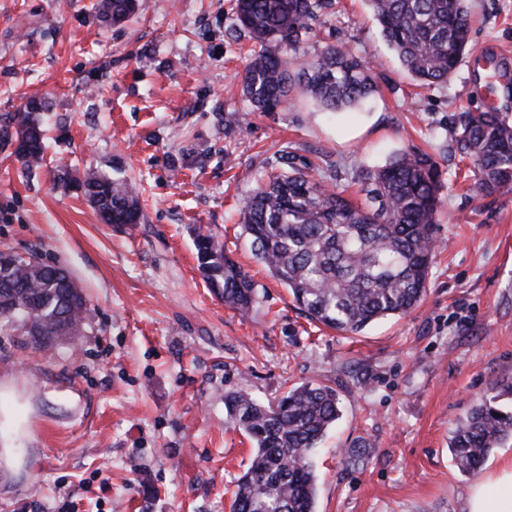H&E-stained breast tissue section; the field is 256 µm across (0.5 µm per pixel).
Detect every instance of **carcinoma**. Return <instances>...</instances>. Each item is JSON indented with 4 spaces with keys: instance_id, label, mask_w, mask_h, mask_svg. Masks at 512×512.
I'll return each mask as SVG.
<instances>
[{
    "instance_id": "carcinoma-1",
    "label": "carcinoma",
    "mask_w": 512,
    "mask_h": 512,
    "mask_svg": "<svg viewBox=\"0 0 512 512\" xmlns=\"http://www.w3.org/2000/svg\"><path fill=\"white\" fill-rule=\"evenodd\" d=\"M112 23L136 9V0H108ZM379 36L419 86L448 82L469 43L468 0H365ZM330 0H235L233 32H245L258 49L247 60L243 93L259 112L288 107L299 91L327 112H345L376 88L374 66L345 47L329 46L303 61L293 55ZM47 101L26 100L4 118L0 139L19 136L16 153L31 170L44 161ZM455 150L475 167L473 189L489 197L512 188V116L491 106L462 112L453 129ZM280 154L281 170L268 176L241 209L243 233L254 257L282 283L312 322L357 335L380 320L413 309L427 291L437 247L435 224L443 182L426 153L397 151L357 176L363 202L353 203L332 176L312 175ZM78 188L114 224L140 220L131 182L91 170ZM199 268L233 309L258 302L256 285L211 233H198ZM71 272L33 256L0 251V315L33 323L45 339L60 338L80 321L86 298L75 300ZM336 390L313 381L262 404L241 389L224 394L231 422L250 439L249 466L236 479L232 512H315L317 477L309 457L339 419ZM512 440V410L485 399L452 431L449 448L464 474L480 470L492 450ZM349 466L368 452L346 449Z\"/></svg>"
}]
</instances>
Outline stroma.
I'll return each instance as SVG.
<instances>
[{
  "instance_id": "1",
  "label": "stroma",
  "mask_w": 512,
  "mask_h": 512,
  "mask_svg": "<svg viewBox=\"0 0 512 512\" xmlns=\"http://www.w3.org/2000/svg\"><path fill=\"white\" fill-rule=\"evenodd\" d=\"M234 3L138 0L107 26L93 0H0V117L32 96L51 112L39 168L0 142V250L65 266L88 300L82 336L48 347L0 317V452L13 456L0 459V512H231L252 445L228 423L225 391L269 401L308 380L333 387L341 410L312 457L316 512H465L469 490L512 459L509 441L468 475L448 448L481 400L512 408V190L475 196L452 141L460 108L503 96L478 60L512 65V0H469L467 53L425 89L364 0H332L296 57L344 45L376 62L378 84L337 116L299 94L254 111ZM412 146L444 183L425 296L357 335L316 326L253 256L245 198L286 149L297 166H337L356 200L357 171ZM91 168L136 184L138 223H103L59 182ZM198 230L254 279L250 311L207 286ZM360 443L369 461L353 469L342 451Z\"/></svg>"
}]
</instances>
